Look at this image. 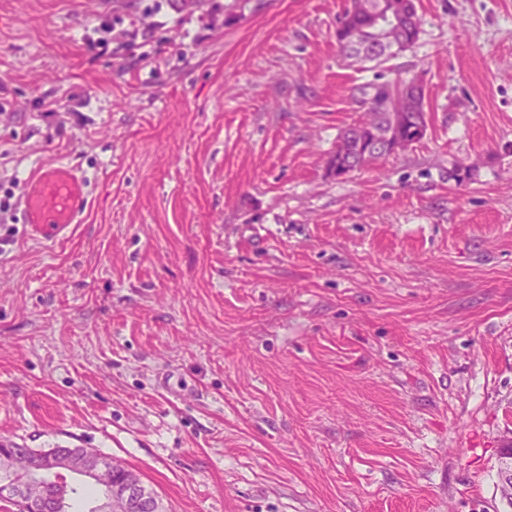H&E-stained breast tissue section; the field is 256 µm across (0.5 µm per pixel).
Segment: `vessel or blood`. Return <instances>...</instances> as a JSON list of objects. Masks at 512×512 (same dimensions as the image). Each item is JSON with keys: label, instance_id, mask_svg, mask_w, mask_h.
I'll use <instances>...</instances> for the list:
<instances>
[{"label": "vessel or blood", "instance_id": "obj_1", "mask_svg": "<svg viewBox=\"0 0 512 512\" xmlns=\"http://www.w3.org/2000/svg\"><path fill=\"white\" fill-rule=\"evenodd\" d=\"M89 204L84 176L66 161L38 168L17 200L28 237L44 244L82 223Z\"/></svg>", "mask_w": 512, "mask_h": 512}]
</instances>
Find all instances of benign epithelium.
Here are the masks:
<instances>
[{
	"instance_id": "benign-epithelium-1",
	"label": "benign epithelium",
	"mask_w": 512,
	"mask_h": 512,
	"mask_svg": "<svg viewBox=\"0 0 512 512\" xmlns=\"http://www.w3.org/2000/svg\"><path fill=\"white\" fill-rule=\"evenodd\" d=\"M403 13L384 3L381 12L374 17L373 28L384 32L383 41L397 48L402 40L397 26ZM370 103L390 113V126L377 131L370 125L361 126L367 135L370 149L376 153L392 156L403 152L417 142L400 134L399 123L405 112H417L425 104V89L421 79L413 78L398 86L381 84L370 96ZM497 487L500 495L512 496V429L500 436L498 448ZM120 467L106 459L93 448H49L33 452L7 443L0 445V494L12 498L25 509L48 512L47 496L35 492L46 488L52 481L73 476L96 482L104 472L117 473ZM158 501L146 485L135 475L104 487V494L95 507V512H156Z\"/></svg>"
}]
</instances>
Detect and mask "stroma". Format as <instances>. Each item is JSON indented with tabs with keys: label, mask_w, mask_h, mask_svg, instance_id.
I'll list each match as a JSON object with an SVG mask.
<instances>
[{
	"label": "stroma",
	"mask_w": 512,
	"mask_h": 512,
	"mask_svg": "<svg viewBox=\"0 0 512 512\" xmlns=\"http://www.w3.org/2000/svg\"><path fill=\"white\" fill-rule=\"evenodd\" d=\"M347 0H0V198L59 159L67 238L0 213V442L94 448L169 512H504L512 0H419L348 64ZM426 131L336 179L373 85ZM415 19L411 21L410 26L405 29V45L398 51L386 50V48L381 47L380 50H376L373 46L365 47L362 49L361 47L355 46V43H369L366 42L367 29L361 30L360 32H355L351 36V41H348V34L352 30H360L365 27L369 20L364 11L355 10L351 11L346 7L344 10L339 24L336 27V41L338 43L341 54L346 59H351L357 63H375V66H379L380 64L388 61L391 58L398 57L402 54V51H407L412 48L416 42L419 40L420 34L422 32V17L417 13L414 15ZM498 448L497 487L502 496H512V429L507 428L500 436ZM506 494V495H505Z\"/></svg>",
	"instance_id": "35a3bbf8"
}]
</instances>
